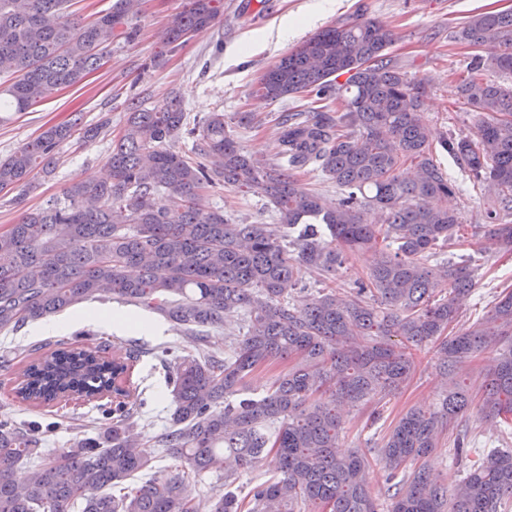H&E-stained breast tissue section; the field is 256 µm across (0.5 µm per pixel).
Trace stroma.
<instances>
[{
    "mask_svg": "<svg viewBox=\"0 0 512 512\" xmlns=\"http://www.w3.org/2000/svg\"><path fill=\"white\" fill-rule=\"evenodd\" d=\"M186 2L142 0L141 12L133 20L138 29L136 40L128 43L115 39L111 56L82 84L62 90L28 111L0 112V158L37 137L44 128L66 122L72 113H83L89 124L104 116L111 120L109 132L96 141L86 143L76 136L62 144L54 174L37 182L25 198L26 206L44 205L71 182L106 177L112 141L121 133L127 103L134 97L150 108L169 96H180L193 123L213 112L228 117L238 112L253 113L249 125L232 124L228 130L245 153L264 160L273 158L275 118L283 112L308 111L311 100L299 95L270 105L262 103L253 95L259 79L269 66L316 32L358 17L379 20L393 31L395 41L389 53L403 65L412 81L425 83L421 117L434 136H475L476 117L455 106L457 87L469 71L471 51L455 41L454 33L476 14L512 9V0H333L332 9L326 12L315 10L316 0H220V14L213 25L191 34L179 51L160 54L167 22ZM300 17L305 18V25L288 39H280L281 26ZM206 201L209 206L222 209L235 224L279 221L273 205L258 195H245L221 186L210 190ZM506 289L512 290V254L479 257L474 287L462 300L458 321L451 325V332L482 324L496 296ZM77 313L74 307L59 313V320L65 321L66 326L54 336L34 332L28 326L0 332V409H5L14 422L39 425L42 452L47 456L72 447L84 434L101 432L97 402L36 408L17 401L13 392L18 369L32 346L51 342L55 337L70 340L75 334L86 333L87 344L106 343L107 356L128 363V381L145 400L138 430L150 447L154 470L165 476L177 473L180 459L160 452L154 445L155 436L167 427L174 408L161 352L170 348L183 355L204 350L223 354L229 342L245 331L242 311L228 313L223 328L210 332L203 343L170 324L159 336L118 333L77 320ZM439 379L431 348L417 350L412 377L386 399L385 418H395L412 407H436L440 399ZM366 418L362 407L346 411L338 449L344 454L362 453L369 457V485L380 512H385L387 471L377 456L383 433L379 428L367 427ZM274 472L272 459L267 456L251 468L238 470L229 486L222 474L204 475L196 484L194 495L207 510L224 489L246 494L253 478H267Z\"/></svg>",
    "mask_w": 512,
    "mask_h": 512,
    "instance_id": "stroma-1",
    "label": "stroma"
}]
</instances>
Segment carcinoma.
<instances>
[{"label": "carcinoma", "mask_w": 512, "mask_h": 512, "mask_svg": "<svg viewBox=\"0 0 512 512\" xmlns=\"http://www.w3.org/2000/svg\"><path fill=\"white\" fill-rule=\"evenodd\" d=\"M68 2L0 0V77L11 79L0 85V112H25L80 84L112 40H135L142 0H114L89 21L73 18ZM218 14L217 0H189L169 20L165 47L177 50ZM394 41L382 22L357 18L314 34L262 75L254 94L264 103L302 93L337 103L334 112L280 114L274 164L245 154L222 112L191 127L176 96L153 108L132 98L107 157L110 178L74 182L0 232V331L103 294L201 340L224 325L226 311L246 316V332L224 357L176 356L169 365L174 410L157 443L182 461L171 476L148 475L152 457L135 421L143 399L123 386L128 365L99 348L48 345L21 370L16 397L53 407L111 393L103 413L112 423L44 457L35 430L0 418V512H199L198 478L227 479L266 452L278 460L276 474L244 496L217 495L209 512H377L368 458L336 453L342 409L380 404L410 378L411 350L426 343L449 387L434 410H407L382 439L389 512H504L512 452L472 456V436L460 430L454 451L465 475L451 490L423 459L469 414L464 365L487 351L494 357L481 385L483 415L512 426V291L499 294L488 327L448 335L459 298L471 292L475 255L512 252V90L483 74H512V10L476 14L456 31L473 52L458 101L481 120L474 139L438 140L492 202L486 223L474 226L473 256L437 260L457 239L459 216L443 200L459 186L434 159L433 132L419 114L426 86L388 56ZM109 125H87L74 112L47 127L0 158V191H18L22 205L35 177L52 175L64 142L76 132L92 142ZM182 136L193 139L194 157L171 150ZM408 162L416 172L407 181L399 169ZM309 167L343 191L336 204L297 178ZM216 186L268 199L281 223H230L206 203ZM367 208L380 223L364 222ZM366 249L375 252L367 281L305 294L306 275L333 276L347 254ZM277 359L294 365L264 395L246 394V378Z\"/></svg>", "instance_id": "1"}]
</instances>
